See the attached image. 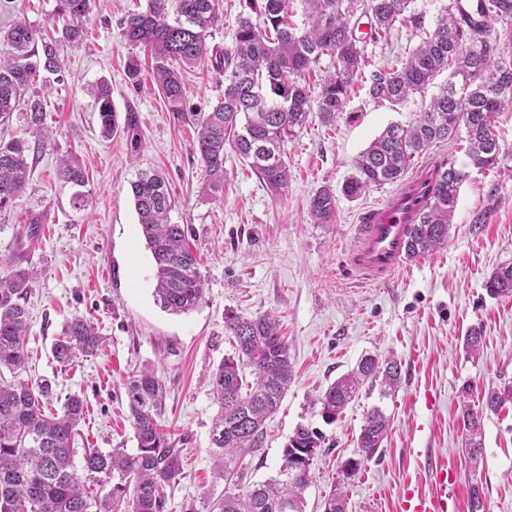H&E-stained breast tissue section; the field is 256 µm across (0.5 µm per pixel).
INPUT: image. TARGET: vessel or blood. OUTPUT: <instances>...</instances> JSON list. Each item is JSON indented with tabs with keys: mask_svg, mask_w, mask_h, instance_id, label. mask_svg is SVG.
Wrapping results in <instances>:
<instances>
[{
	"mask_svg": "<svg viewBox=\"0 0 512 512\" xmlns=\"http://www.w3.org/2000/svg\"><path fill=\"white\" fill-rule=\"evenodd\" d=\"M428 201L429 194L420 180L411 179L365 214L351 255V265L362 279L383 283L403 266L409 232ZM435 483L437 493L430 498L405 491L403 512H448V498L458 488L456 475L437 467Z\"/></svg>",
	"mask_w": 512,
	"mask_h": 512,
	"instance_id": "obj_1",
	"label": "vessel or blood"
}]
</instances>
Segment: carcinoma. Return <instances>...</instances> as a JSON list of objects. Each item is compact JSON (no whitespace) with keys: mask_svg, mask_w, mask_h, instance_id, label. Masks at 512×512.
Listing matches in <instances>:
<instances>
[{"mask_svg":"<svg viewBox=\"0 0 512 512\" xmlns=\"http://www.w3.org/2000/svg\"><path fill=\"white\" fill-rule=\"evenodd\" d=\"M303 27L292 20V0H244L231 46L209 47L217 24L220 0H147L143 11L131 12L120 22L125 43L152 50V73L170 111L179 112L184 87L174 64L194 67L206 61L224 74L222 98L197 122L193 151L207 175L204 192L224 189V149L242 158L275 197L288 189L285 145L305 126L309 115L330 123L345 110L355 79L363 73L360 44L373 41L395 23L409 20L412 0H302ZM90 0H58L63 20L60 36L35 29L25 18L0 29V127L18 109L34 142L0 138V211L23 192L29 155L47 139L46 104L33 91L40 75L64 82L61 46H76L87 31L83 18ZM259 21H253L251 14ZM512 20V0H472L463 9L451 3L437 19L433 31L412 50L400 66L379 69L366 78L375 101L401 106L424 95L434 79L449 71L439 93L423 106L412 126L391 124L354 161L355 174L342 185L348 198L366 189L401 183L415 159L465 130V156L475 168H494L501 160V145L493 117L512 105V53L487 39V22ZM336 61L335 70L322 79L312 94L307 76L320 59ZM91 94L101 120V133L117 129L112 109V87L102 80ZM57 176L78 188L73 207L84 205L80 188L86 170L74 156L60 159ZM466 173L455 165L436 166L433 193L406 247L409 258L428 256L448 245L459 190ZM142 235L154 260L155 297L172 314L194 309L202 300L204 281L198 260L188 243V227L174 224L175 200L165 178L141 171L131 183ZM315 224H329L336 212V191L316 190L309 200ZM40 217L13 232V252L0 260V512H163L166 490L182 473L180 450L175 448L159 418L165 388L153 372L143 370L128 379L125 392L136 452L122 448L83 454V475L75 473L73 447L77 426L85 416L79 395L65 399L60 411L47 415L43 404L52 396L46 382L22 378L28 360L30 330L28 295L36 271L23 267L24 250L39 236ZM490 295L512 296V263L496 268L485 284ZM224 327L236 343V355L225 358L212 373L211 392L221 410L211 427L216 448L218 478L235 471L245 453L264 446L265 422L276 412L292 380L288 344L279 334V320L271 314L245 317L224 314ZM103 340L95 324L75 316L66 321L52 345L55 361L72 365L81 356H93ZM255 376L243 391L244 370ZM401 382V363L391 356H363L357 367L334 381L317 400L319 414L333 422L363 387L378 386L381 394L395 391ZM472 388L464 387L462 421L470 459L482 456L481 422L484 412L512 405V384L491 388L481 397V409L466 401ZM390 421L374 407L367 412L357 438L358 457L345 462L343 477L357 474L380 448ZM323 436L306 425L296 427L282 449L276 476L246 489L226 490L216 502L205 500L209 512H304V492L313 482L312 466L322 452Z\"/></svg>","mask_w":512,"mask_h":512,"instance_id":"obj_1","label":"carcinoma"}]
</instances>
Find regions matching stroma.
Listing matches in <instances>:
<instances>
[{"mask_svg": "<svg viewBox=\"0 0 512 512\" xmlns=\"http://www.w3.org/2000/svg\"><path fill=\"white\" fill-rule=\"evenodd\" d=\"M449 0H413L418 25L397 22L368 43V70L396 65L434 28ZM57 0H12L0 7V27L24 13L38 30L58 27ZM146 0H92L84 19L85 41L65 47L64 84L40 77L34 86L47 103L45 123L53 132L34 159L25 192L0 211V257L14 227L33 215L43 224L26 263L38 279L29 298L30 359L26 375L50 381L51 410L71 394L83 396L87 411L76 438L75 469L84 449L124 448L135 452L125 382L149 369L164 382L161 423L181 450L183 471L168 488L163 512H202L204 496L218 497L224 480L215 475L210 430L218 405L209 375L234 355L224 314L276 315L288 343L293 381L278 411L267 419L263 448L243 455L248 483L274 476L281 452L298 425L323 432V454L305 492V512H323L335 484L346 491V512H399L405 489L431 494L434 480L427 456L453 465L458 492L448 512H471L470 487L482 485L488 512H512V407L482 419V461L472 467L465 451L461 391L472 386L470 404L484 390L512 383V296L488 295L491 271L512 263V107L495 118V131L511 158L492 169L469 166L462 140L433 145L419 165L447 160L465 168L448 246L405 261L388 285L351 276L347 259L364 214L383 201L392 185L373 187L359 198L341 195L353 160L390 124L413 123L422 99L393 108L373 101L366 83L355 82L336 121L311 115L288 142L287 195L277 198L233 151L224 154V191L203 190L204 166L192 150L197 114L210 111L224 91V76L207 66L182 68L185 98L181 113L170 112L162 92L143 78L128 79L130 47L119 21ZM112 86L118 122L134 116L138 140L126 133L104 137L91 87ZM78 156L87 172L82 208L73 190L56 176L60 157ZM155 169L168 180L176 207L171 220L188 225L201 258L204 298L192 311L174 315L157 305L154 263L143 238L130 184L141 170ZM336 188V213L328 224L312 223L308 202L322 186ZM485 215L473 230L476 215ZM91 319L105 345L98 354L68 367L52 357L64 322ZM483 329L476 355L463 349L471 326ZM394 354L401 382L394 395L360 391L332 424H324L314 402L365 355ZM380 407L390 430L373 457L351 479L342 466L353 457L364 416Z\"/></svg>", "mask_w": 512, "mask_h": 512, "instance_id": "stroma-1", "label": "stroma"}]
</instances>
